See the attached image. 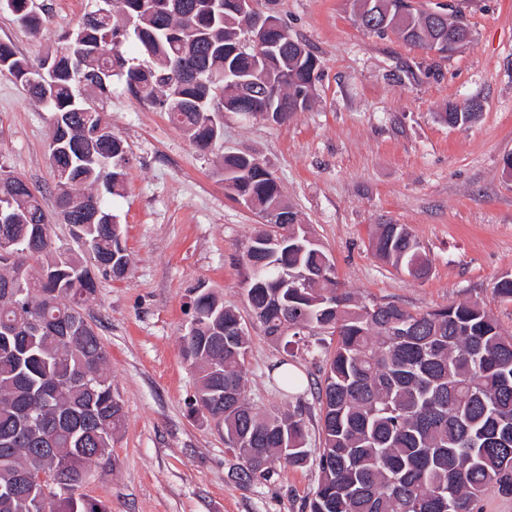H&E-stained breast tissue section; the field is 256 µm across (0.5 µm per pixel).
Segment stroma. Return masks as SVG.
<instances>
[{
  "instance_id": "stroma-1",
  "label": "stroma",
  "mask_w": 512,
  "mask_h": 512,
  "mask_svg": "<svg viewBox=\"0 0 512 512\" xmlns=\"http://www.w3.org/2000/svg\"><path fill=\"white\" fill-rule=\"evenodd\" d=\"M50 20L31 35L0 9V41L31 62L94 9V0H36ZM462 15L469 41L440 57L395 33L363 28L350 0H278L289 34L320 60L307 110L278 125L224 115V142L210 151L150 103L113 80L104 111L128 147L126 190L115 212L130 256L126 277L102 275L85 308L109 352L112 391L124 424L111 464L92 466L84 493L112 512H305L315 460L270 482L229 471L224 430L192 412L196 379L179 348L196 288L213 290L243 318L241 254L262 219L224 192L221 155L244 151L276 177L282 194L326 248L343 288L364 300L425 311L477 301L512 334V302L492 293L512 273V0H417ZM479 101L478 118L451 127L448 102ZM53 114L0 73V165L44 196L54 193L48 157ZM407 225L431 261L415 280L377 259V225ZM245 396L258 411L303 403L309 446H320L316 384L321 357H287L260 325L248 326ZM288 361L303 377L286 392Z\"/></svg>"
}]
</instances>
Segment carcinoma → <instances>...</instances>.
Returning a JSON list of instances; mask_svg holds the SVG:
<instances>
[{"mask_svg": "<svg viewBox=\"0 0 512 512\" xmlns=\"http://www.w3.org/2000/svg\"><path fill=\"white\" fill-rule=\"evenodd\" d=\"M372 32H396L410 45L433 47L443 36L430 11L411 0H352ZM19 26L36 34L46 15L29 0H0ZM283 47L258 57L237 0H118V12L88 13L64 33L61 46L37 64L0 42V73L21 83L53 112L50 151L53 207L71 239L90 256L54 244L43 195L0 165V238L14 258L0 262V512H111L82 492L92 464L112 455L124 422L112 392L109 353L87 322L84 306L97 291L96 273L121 280L129 265L112 200L125 190L127 148L96 101L112 77L167 113L201 151L224 139V112L245 104L276 115L279 96L306 110L318 78L316 55L277 23ZM453 124L475 117L450 103L440 113ZM224 190L247 196L265 219L242 255L250 309L270 297L279 307L260 322L265 336L294 355L309 336L327 334L317 387L321 444L319 481L308 512H479L489 491L512 496V336L478 302L411 311L391 302H363L329 272L324 246L283 199L280 185L255 157L223 156ZM375 256L416 279L430 260L404 224H381ZM493 294L512 302V274ZM41 320L46 328L36 329ZM244 319L214 292L200 288L181 353L194 369V410L221 422L236 479L267 482L278 469L309 455L305 407L258 413L245 396L249 335ZM52 472L43 489L27 476Z\"/></svg>", "mask_w": 512, "mask_h": 512, "instance_id": "obj_1", "label": "carcinoma"}]
</instances>
